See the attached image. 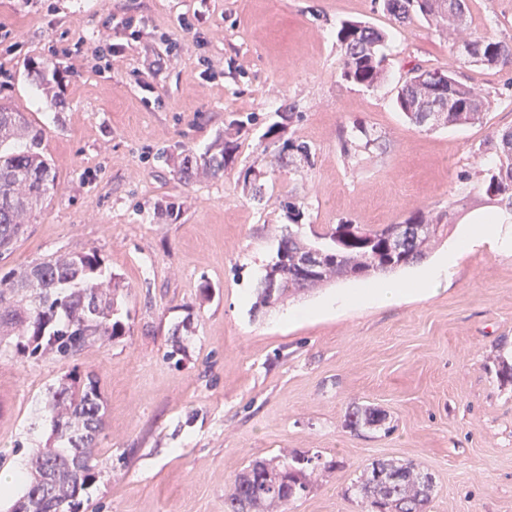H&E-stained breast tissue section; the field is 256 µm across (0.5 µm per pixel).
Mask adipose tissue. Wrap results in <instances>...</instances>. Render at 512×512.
<instances>
[{"label": "adipose tissue", "mask_w": 512, "mask_h": 512, "mask_svg": "<svg viewBox=\"0 0 512 512\" xmlns=\"http://www.w3.org/2000/svg\"><path fill=\"white\" fill-rule=\"evenodd\" d=\"M471 245V240L465 239L459 245L449 248L438 263L425 268L411 285L383 279L358 291L337 294L334 302L339 307L366 304L389 306L399 302L409 292L421 296L432 295L436 287L453 274L461 251L470 248Z\"/></svg>", "instance_id": "1"}]
</instances>
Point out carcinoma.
Wrapping results in <instances>:
<instances>
[{
	"instance_id": "obj_1",
	"label": "carcinoma",
	"mask_w": 512,
	"mask_h": 512,
	"mask_svg": "<svg viewBox=\"0 0 512 512\" xmlns=\"http://www.w3.org/2000/svg\"><path fill=\"white\" fill-rule=\"evenodd\" d=\"M383 9L399 23L415 16L450 32L466 28L469 13L467 0H457L455 8L448 0H382ZM342 55L340 77L359 86L372 87L383 76L381 52L385 33L358 21H344L336 32ZM468 49L465 58L487 67L512 64V42L495 35L471 33L462 41ZM447 92L457 109L447 113L444 124L466 125L478 121L485 100L455 80ZM440 96L430 82L415 75L399 88L396 103L399 110L416 125H422V114ZM244 130V121L233 119L225 129L222 147L216 153L197 157L191 149L183 150L178 165L180 178L190 183L200 177L218 178L235 150L232 135ZM42 129L36 128L25 113L10 105H0V254L8 252L23 234V226L33 208L54 189L56 174L40 150ZM275 144L274 159L281 168L295 163L294 156L309 161L312 148L307 143L295 144L286 139ZM499 164L485 173L480 189L487 200L512 213V129L503 130L493 140ZM280 207L295 222L300 217V202L290 194L282 197ZM419 223L431 226L414 235L404 254L384 247L385 236L394 228L363 226L360 238L337 236L339 224L322 231H311L317 239H327L323 248L304 238L301 225L281 236L277 253L288 251V258L303 256L317 249L325 254L328 271L316 282L297 284L294 263L271 264L263 280L275 276L288 279L291 286L275 296L267 288L258 289L259 304L269 305L287 294H297L317 285L343 277H366L391 272L421 261L430 242L441 239L448 231V212L427 216L416 212ZM100 260L94 253L69 257H51L27 266L7 279L0 280V329H9L27 339L31 352L52 355L58 360L76 356L83 347L96 340H106L121 333L114 316V295L118 282L99 280ZM53 429L59 444L44 448L32 459L31 480L22 500L13 512H76V499L100 473L95 452V438L100 430L105 407L97 382L83 383L75 379L62 385L52 395L50 404ZM385 420L376 409L356 411L349 415L348 425L373 426ZM312 459L286 456L267 462H253L238 474L226 500L227 512H277V509L302 497L308 489L306 468ZM354 490L368 512H424L431 500L433 481L413 463L395 464L379 461L372 464L354 484Z\"/></svg>"
}]
</instances>
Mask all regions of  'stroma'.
<instances>
[{
	"label": "stroma",
	"instance_id": "35a3bbf8",
	"mask_svg": "<svg viewBox=\"0 0 512 512\" xmlns=\"http://www.w3.org/2000/svg\"><path fill=\"white\" fill-rule=\"evenodd\" d=\"M470 28L512 38V0H470ZM201 10L193 31L182 16ZM145 20L138 39L113 26ZM384 29L372 88L339 76L342 21ZM178 40L179 61L166 59ZM462 36L391 21L380 0H0V102L44 131L53 190L7 272L96 252L121 288V335L73 358L36 357L0 335V470L54 442L48 401L68 375L97 380L100 476L80 512H226L236 475L277 455L320 457L287 512H365L351 485L378 461L431 474L427 512H512V252L462 253L427 298L284 322L288 310L353 287L328 284L267 307L257 288L287 225L400 224L449 210L435 260L496 207L478 186L512 128V65L464 61ZM122 45L117 56L95 51ZM456 72L487 102L479 122L419 127L395 105L414 65ZM57 72L43 81L40 70ZM247 120L223 178L180 181L175 157L203 154ZM308 143L311 165L278 170L264 132ZM379 146L344 154L354 125ZM264 172L254 200L241 172ZM385 413L351 428L349 413Z\"/></svg>",
	"mask_w": 512,
	"mask_h": 512
}]
</instances>
